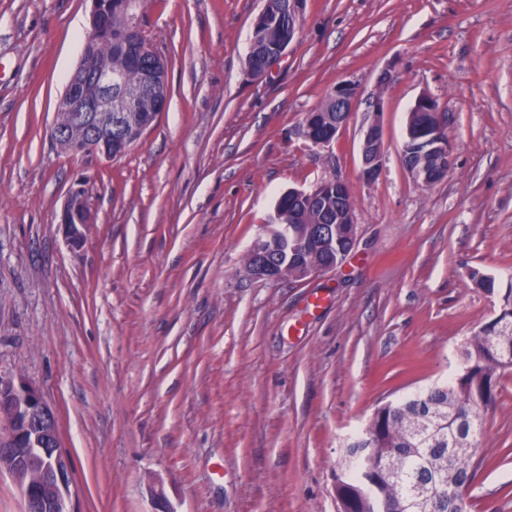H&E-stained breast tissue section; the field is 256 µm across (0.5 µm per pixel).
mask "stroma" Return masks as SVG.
Masks as SVG:
<instances>
[{"label":"stroma","instance_id":"35a3bbf8","mask_svg":"<svg viewBox=\"0 0 512 512\" xmlns=\"http://www.w3.org/2000/svg\"><path fill=\"white\" fill-rule=\"evenodd\" d=\"M263 5L147 0L168 104L107 162L50 139L89 0H0V376L55 412L69 512H154L159 497L172 512H336L350 437L381 399L458 371L512 288V0H304L285 55L254 80ZM345 81L350 121L312 146L304 115ZM422 94L452 146L429 187L402 162ZM375 99L385 169L367 182ZM332 177L359 226L343 264L245 278L280 195ZM80 178L93 222L73 250L60 216ZM484 439L469 512H512V374Z\"/></svg>","mask_w":512,"mask_h":512}]
</instances>
